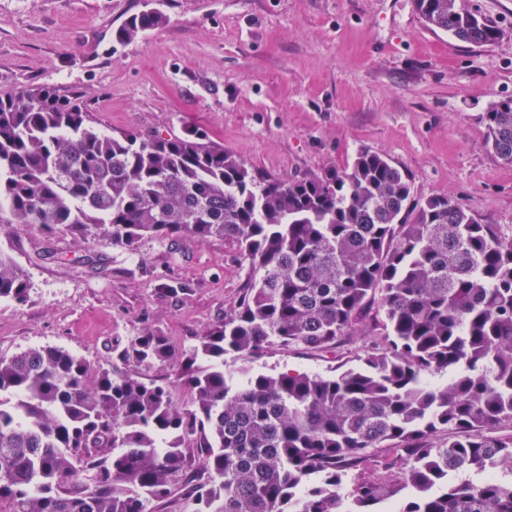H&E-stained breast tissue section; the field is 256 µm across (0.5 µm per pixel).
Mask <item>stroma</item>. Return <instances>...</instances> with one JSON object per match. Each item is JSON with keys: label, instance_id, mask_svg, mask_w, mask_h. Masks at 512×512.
I'll use <instances>...</instances> for the list:
<instances>
[{"label": "stroma", "instance_id": "1", "mask_svg": "<svg viewBox=\"0 0 512 512\" xmlns=\"http://www.w3.org/2000/svg\"><path fill=\"white\" fill-rule=\"evenodd\" d=\"M502 31L471 46L431 30L413 0H160L163 22L119 44L141 0H0V97L49 85L105 132L199 133L279 178L351 164L359 150L512 232V166L484 144L483 112L512 97V0H464ZM30 281L0 300V358L61 346L92 366L142 326L178 350L224 321L243 271L231 241L145 238L129 250L68 230L7 225ZM349 351L275 350L271 374H335Z\"/></svg>", "mask_w": 512, "mask_h": 512}]
</instances>
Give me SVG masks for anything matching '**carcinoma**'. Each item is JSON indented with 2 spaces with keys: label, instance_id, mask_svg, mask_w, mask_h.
<instances>
[{
  "label": "carcinoma",
  "instance_id": "1",
  "mask_svg": "<svg viewBox=\"0 0 512 512\" xmlns=\"http://www.w3.org/2000/svg\"><path fill=\"white\" fill-rule=\"evenodd\" d=\"M474 46L502 35L459 0H413ZM163 21L130 17L119 42ZM485 147L512 165V97L484 113ZM63 227L134 248L184 234L235 243L246 264L224 324L180 354L150 326L95 370L58 346L0 359V512H512V235L459 202L413 199L385 156L264 175L194 135L106 133L48 86L0 97V234ZM0 249V299L25 301ZM332 376L253 370L275 348L336 354ZM242 361L224 371V356ZM180 364L190 394L129 368ZM449 372L448 382L428 379ZM445 432L448 437L441 438ZM386 448L366 471L372 450ZM483 475L450 482V473Z\"/></svg>",
  "mask_w": 512,
  "mask_h": 512
}]
</instances>
